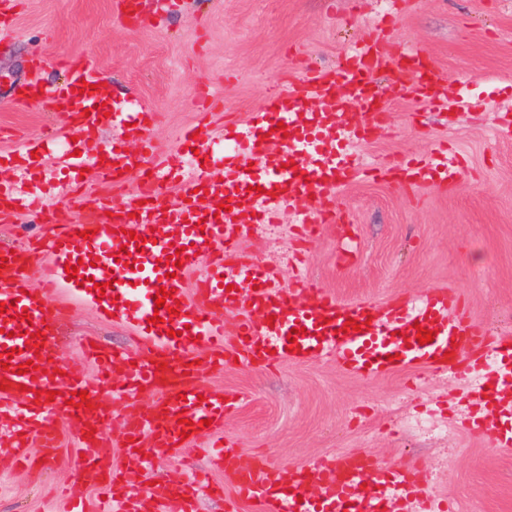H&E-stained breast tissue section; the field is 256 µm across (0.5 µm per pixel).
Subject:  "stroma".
<instances>
[{
	"label": "stroma",
	"mask_w": 512,
	"mask_h": 512,
	"mask_svg": "<svg viewBox=\"0 0 512 512\" xmlns=\"http://www.w3.org/2000/svg\"><path fill=\"white\" fill-rule=\"evenodd\" d=\"M395 15L392 37L421 51L445 76L448 108L437 111L391 92L384 121L360 116L367 140L352 148L366 171L340 184L330 202H297L278 223L253 224L252 258L281 270L280 287L318 288L337 299L416 304L446 288L468 305L478 329L512 337V0H146L118 16L115 0H22L0 42V154L52 137L41 174L12 170L0 183L48 196L39 215L0 212V248L21 245L55 216L62 193L59 156L75 150V126L47 102L17 106L20 89L65 79L58 58L91 62L123 111L131 100L157 114L152 138L176 152L186 127L206 123L222 140L228 119H248L303 64L330 70L347 49ZM223 109L210 112L209 100ZM444 146L460 161L452 190L404 187L378 170ZM316 220L297 236L298 212ZM134 327L91 301H72L60 330L59 362L93 378L81 346L93 336L127 347ZM199 383L238 398L224 438L248 458L305 466L347 455L403 463L421 493L454 512H512V449L498 431L475 434L462 421L481 377L471 359L436 372L423 363L382 376L345 372L335 356L249 367L200 368ZM77 454L63 433L40 471L14 468L0 446V512H65L60 491Z\"/></svg>",
	"instance_id": "obj_1"
}]
</instances>
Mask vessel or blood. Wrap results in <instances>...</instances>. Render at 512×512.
<instances>
[{"label": "vessel or blood", "mask_w": 512, "mask_h": 512, "mask_svg": "<svg viewBox=\"0 0 512 512\" xmlns=\"http://www.w3.org/2000/svg\"><path fill=\"white\" fill-rule=\"evenodd\" d=\"M69 68L71 78L53 92V105L88 133L111 125L98 74L82 61H70ZM382 72L401 92L444 107L446 82L423 55L374 33L335 70L305 68L296 85L269 96L263 110L236 124L222 144L213 143L205 128L196 135L184 132V143L198 149L191 167L153 142L149 129L156 114L139 106L123 115L137 152L89 141L80 156L64 160L71 186L88 168L112 188L123 187L128 170L144 169L133 200L108 211L97 208L78 222L53 224L48 236L15 249H0L9 269L0 275V302L10 306L0 314V440L9 441L16 462L33 468L32 444L56 449L59 426L67 424L82 454L68 512H198L197 481L152 485L138 472L155 457L181 458L188 441L222 439L224 417L236 400L198 384L203 362L254 367L273 358L306 361L332 354L350 373L377 376L420 362L449 369L468 355L475 370L487 373L468 428L483 430L488 408L500 414L512 408V343L481 332L448 289L433 290L413 307L402 301L383 307L368 300L342 303L319 290L310 296L301 289L287 293L276 285L274 265L255 262L243 249L234 215L245 212L256 223L271 224L279 210L331 198L338 183L354 176L343 153L347 138L362 132L347 114L356 106L384 118L387 107L373 89ZM214 164L222 167V179L208 174ZM406 165L443 187L459 178L444 148ZM171 186L177 203L159 206ZM174 253L178 263H167ZM44 255L51 261L42 267L46 285L38 288L27 270ZM197 261L202 267L189 290L187 270ZM69 265L77 267V277H68ZM61 286L73 298L111 299L116 318L140 329L129 350L85 346L99 383L86 384L74 369L58 364ZM163 287L173 296L160 309L154 297ZM421 328L434 331L432 342L419 344ZM29 361L34 373H20ZM105 386L130 402L128 412L113 416L101 397ZM84 389L91 408L71 407L73 392ZM144 391L154 400L142 407L137 400ZM111 427L119 429L121 446L138 471L113 468L105 451ZM144 447L152 458L142 457ZM211 463L233 477L237 499L256 503L261 512H399V502L410 497L419 499L423 512H446L442 503L422 497L419 480L403 465L346 457L327 465L271 466L247 462L242 449L229 445L213 453ZM314 479L322 492L310 496L306 487Z\"/></svg>", "instance_id": "b4317fda"}]
</instances>
